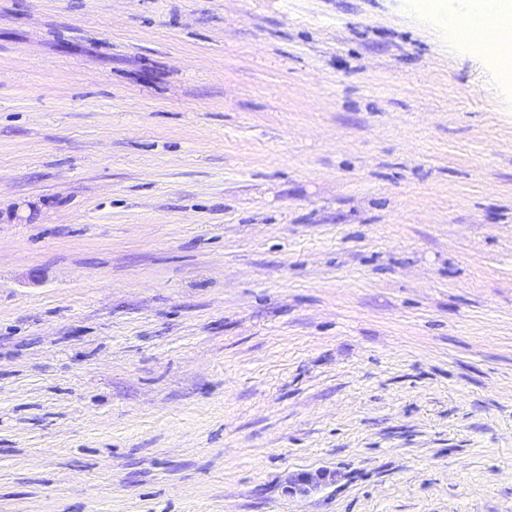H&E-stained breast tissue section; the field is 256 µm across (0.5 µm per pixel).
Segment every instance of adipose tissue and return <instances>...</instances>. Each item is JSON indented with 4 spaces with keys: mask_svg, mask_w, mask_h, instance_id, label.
Segmentation results:
<instances>
[{
    "mask_svg": "<svg viewBox=\"0 0 512 512\" xmlns=\"http://www.w3.org/2000/svg\"><path fill=\"white\" fill-rule=\"evenodd\" d=\"M465 12L475 22L467 33L449 28V36L476 47L500 71L512 72V0H464Z\"/></svg>",
    "mask_w": 512,
    "mask_h": 512,
    "instance_id": "obj_1",
    "label": "adipose tissue"
}]
</instances>
